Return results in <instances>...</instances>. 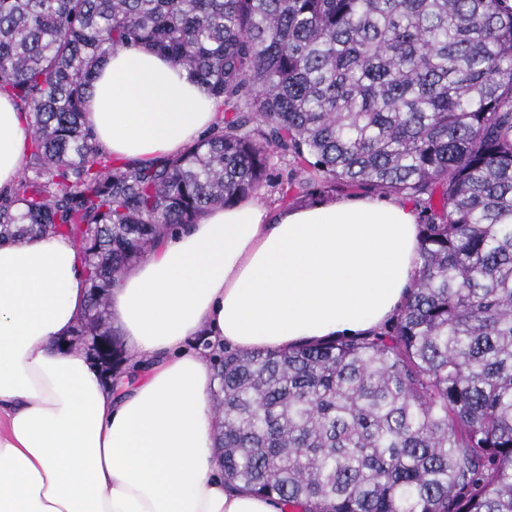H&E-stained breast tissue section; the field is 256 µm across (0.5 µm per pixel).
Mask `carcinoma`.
I'll use <instances>...</instances> for the list:
<instances>
[{"mask_svg": "<svg viewBox=\"0 0 512 512\" xmlns=\"http://www.w3.org/2000/svg\"><path fill=\"white\" fill-rule=\"evenodd\" d=\"M147 45L215 100L181 154L117 163L85 122L95 71ZM0 95L32 136L0 244L60 234L86 265L73 335L129 360L112 283L269 180L427 205L420 266L379 330L214 352L224 479L286 512H512L509 0H0Z\"/></svg>", "mask_w": 512, "mask_h": 512, "instance_id": "carcinoma-1", "label": "carcinoma"}]
</instances>
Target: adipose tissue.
I'll return each instance as SVG.
<instances>
[{"label":"adipose tissue","instance_id":"obj_1","mask_svg":"<svg viewBox=\"0 0 512 512\" xmlns=\"http://www.w3.org/2000/svg\"><path fill=\"white\" fill-rule=\"evenodd\" d=\"M85 118L115 160L149 163L217 114L185 70L137 46L103 62ZM29 145L24 114L0 97V192ZM418 224L414 204L377 196L211 207L112 286L133 362L108 374L66 347L89 300L72 240L0 244V512H282L225 483L214 371L190 342L279 350L380 327L413 280Z\"/></svg>","mask_w":512,"mask_h":512}]
</instances>
